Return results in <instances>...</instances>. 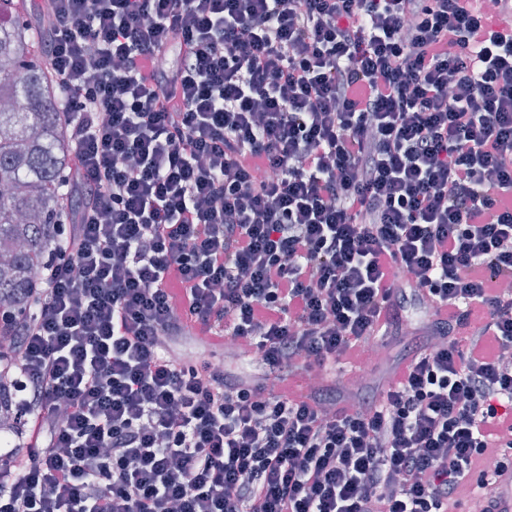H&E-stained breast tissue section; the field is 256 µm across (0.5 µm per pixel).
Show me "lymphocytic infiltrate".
<instances>
[{
  "label": "lymphocytic infiltrate",
  "mask_w": 512,
  "mask_h": 512,
  "mask_svg": "<svg viewBox=\"0 0 512 512\" xmlns=\"http://www.w3.org/2000/svg\"><path fill=\"white\" fill-rule=\"evenodd\" d=\"M67 215L0 512H452L512 461V32L480 0H48ZM430 313L378 399L294 377ZM235 341L273 392L190 363Z\"/></svg>",
  "instance_id": "lymphocytic-infiltrate-1"
}]
</instances>
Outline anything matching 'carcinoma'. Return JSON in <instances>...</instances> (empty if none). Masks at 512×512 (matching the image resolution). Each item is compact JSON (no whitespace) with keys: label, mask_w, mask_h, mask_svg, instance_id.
<instances>
[{"label":"carcinoma","mask_w":512,"mask_h":512,"mask_svg":"<svg viewBox=\"0 0 512 512\" xmlns=\"http://www.w3.org/2000/svg\"><path fill=\"white\" fill-rule=\"evenodd\" d=\"M26 0H0V308L27 305L69 184L72 143L57 79L40 61V29Z\"/></svg>","instance_id":"1"}]
</instances>
